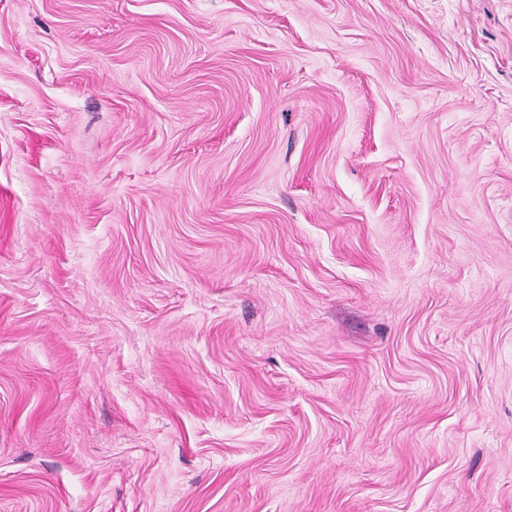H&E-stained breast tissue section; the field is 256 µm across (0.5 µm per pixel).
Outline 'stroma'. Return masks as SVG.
<instances>
[{"instance_id":"obj_1","label":"stroma","mask_w":512,"mask_h":512,"mask_svg":"<svg viewBox=\"0 0 512 512\" xmlns=\"http://www.w3.org/2000/svg\"><path fill=\"white\" fill-rule=\"evenodd\" d=\"M0 512H512V0H0Z\"/></svg>"}]
</instances>
